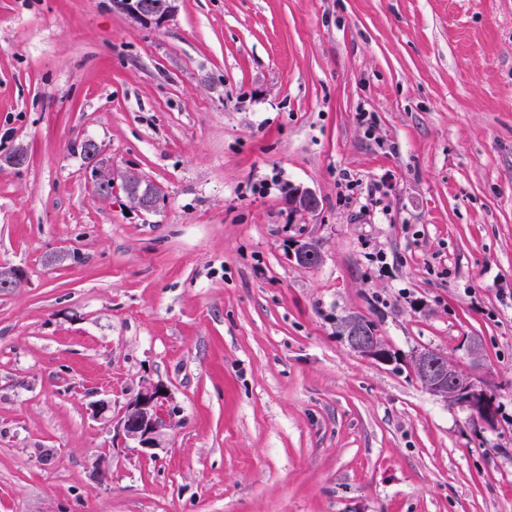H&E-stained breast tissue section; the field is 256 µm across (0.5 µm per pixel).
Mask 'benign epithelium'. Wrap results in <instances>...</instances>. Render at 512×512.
I'll list each match as a JSON object with an SVG mask.
<instances>
[{
    "label": "benign epithelium",
    "instance_id": "1",
    "mask_svg": "<svg viewBox=\"0 0 512 512\" xmlns=\"http://www.w3.org/2000/svg\"><path fill=\"white\" fill-rule=\"evenodd\" d=\"M178 0H140L129 17L137 22L161 25L177 12ZM88 180L98 189L112 185V169L98 162V149L91 142L86 148ZM125 193L135 207L150 211L159 201L158 188L134 173L122 175ZM289 205L299 212H312L317 206L316 196L307 189H297L289 197ZM341 333L348 345L355 351L369 355L379 361H390V353L381 348L378 336L369 330L364 320L351 317L341 327ZM416 375L431 391L451 404L467 407L483 418L492 416L486 406L485 391L478 388L469 378H462L448 369V360L435 352L422 351L413 358ZM165 392L151 385L130 403L119 419V428L124 439L140 448H156L168 421L164 413Z\"/></svg>",
    "mask_w": 512,
    "mask_h": 512
}]
</instances>
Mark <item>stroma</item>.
<instances>
[{
    "instance_id": "1",
    "label": "stroma",
    "mask_w": 512,
    "mask_h": 512,
    "mask_svg": "<svg viewBox=\"0 0 512 512\" xmlns=\"http://www.w3.org/2000/svg\"><path fill=\"white\" fill-rule=\"evenodd\" d=\"M89 139L153 211L92 191ZM1 268L0 512H512V0H0ZM135 10L126 13L137 22L161 25L177 12L178 0H139ZM125 193L130 203L143 211L153 210L160 199L158 188L134 173L122 175ZM150 187V190L146 188ZM340 330L353 350L382 362L390 361L389 351L381 348L378 336L369 330L364 320L351 317L342 324ZM448 363L444 356L432 351L419 352L413 358L416 375L434 394L451 404L465 406L483 418L491 417L492 411L485 402V391L479 389L470 378H461L450 365L452 370H449ZM165 392L155 385L145 387L130 403L119 419V428L124 439L140 448H156L167 429L164 413Z\"/></svg>"
}]
</instances>
